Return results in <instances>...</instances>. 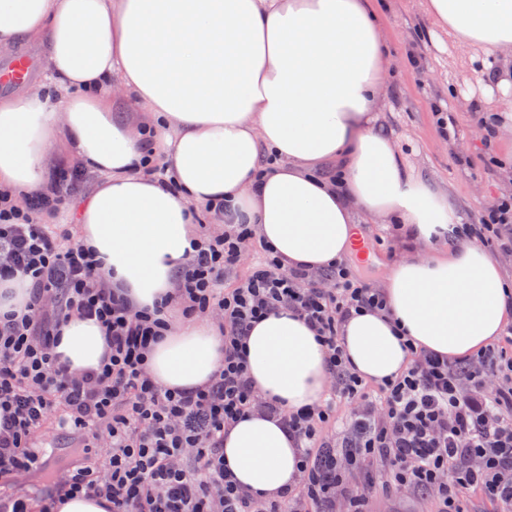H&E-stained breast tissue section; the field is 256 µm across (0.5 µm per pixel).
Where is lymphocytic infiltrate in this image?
<instances>
[{"mask_svg":"<svg viewBox=\"0 0 512 512\" xmlns=\"http://www.w3.org/2000/svg\"><path fill=\"white\" fill-rule=\"evenodd\" d=\"M80 166L57 169L54 191L25 204L0 196V280L21 277L23 308L0 315V476H29L44 466L35 439L49 416L90 447L106 444L95 466L68 469L40 512L93 495L111 512H366L375 495L402 491L437 500L438 512H469L473 491L512 512V328L503 343L451 360L410 348L411 361L370 394L353 372L341 336L355 312L382 311L387 300L347 261L320 272L283 268L271 251L234 287L224 285L255 239L250 224L195 238L174 296L137 310L98 272L92 249L69 244L43 216L61 207L63 184ZM465 241H512V199L491 204ZM214 319L224 363L193 391H172L152 377L146 354L171 325L173 310ZM294 312L314 332L335 380L333 396L291 410L255 391L245 344L256 321ZM96 321L106 351L75 370L53 351L69 315ZM351 404L335 441L320 432L336 402ZM254 412L279 418L299 444L293 485L269 498L239 485L224 463V430Z\"/></svg>","mask_w":512,"mask_h":512,"instance_id":"1","label":"lymphocytic infiltrate"}]
</instances>
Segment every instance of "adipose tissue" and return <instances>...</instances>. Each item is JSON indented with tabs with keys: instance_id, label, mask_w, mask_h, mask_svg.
<instances>
[{
	"instance_id": "obj_1",
	"label": "adipose tissue",
	"mask_w": 512,
	"mask_h": 512,
	"mask_svg": "<svg viewBox=\"0 0 512 512\" xmlns=\"http://www.w3.org/2000/svg\"><path fill=\"white\" fill-rule=\"evenodd\" d=\"M437 30L477 80L512 93V0H427ZM37 42L49 81L0 99V192L46 190L52 145L100 178L77 210L83 244L139 308L173 291L196 214L222 206L252 224L286 268L345 258L359 214L404 232L411 253L386 278L387 308L350 316L344 348L363 381L400 375L414 345L451 359L496 340L512 321V283L460 218L401 159L376 123L387 77L371 0H0V48ZM166 166L174 188L149 168ZM335 163L340 177L319 173ZM437 244L431 258L418 250ZM101 328L73 315L55 348L73 369L97 366ZM255 389L295 410L318 402L327 367L313 332L282 310L250 331ZM224 339L185 318L150 350L153 378L174 390L208 382ZM299 451L282 423L254 413L224 433V462L246 489L276 496Z\"/></svg>"
}]
</instances>
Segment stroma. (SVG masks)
Listing matches in <instances>:
<instances>
[{
  "label": "stroma",
  "mask_w": 512,
  "mask_h": 512,
  "mask_svg": "<svg viewBox=\"0 0 512 512\" xmlns=\"http://www.w3.org/2000/svg\"><path fill=\"white\" fill-rule=\"evenodd\" d=\"M382 24L393 63L377 123L396 142L404 162L439 191L445 192L463 223L476 222L501 195H512V175L488 164L485 131L471 101L482 100L480 86L461 64V50L434 36L424 0H380ZM447 106L457 135L445 137L433 104ZM357 230L369 243L368 261L360 275L382 287L407 246L392 225L362 215Z\"/></svg>",
  "instance_id": "35a3bbf8"
}]
</instances>
